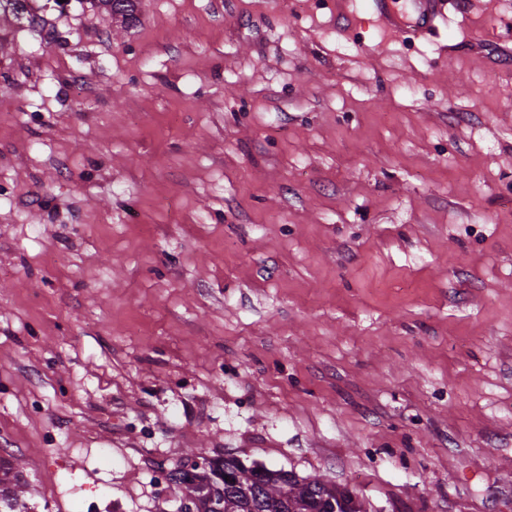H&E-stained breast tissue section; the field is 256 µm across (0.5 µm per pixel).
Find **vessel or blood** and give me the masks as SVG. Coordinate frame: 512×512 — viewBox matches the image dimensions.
Masks as SVG:
<instances>
[{
    "mask_svg": "<svg viewBox=\"0 0 512 512\" xmlns=\"http://www.w3.org/2000/svg\"><path fill=\"white\" fill-rule=\"evenodd\" d=\"M398 0H371L378 22L394 38L412 39L430 31L442 14L444 0H411V11L396 7Z\"/></svg>",
    "mask_w": 512,
    "mask_h": 512,
    "instance_id": "obj_1",
    "label": "vessel or blood"
}]
</instances>
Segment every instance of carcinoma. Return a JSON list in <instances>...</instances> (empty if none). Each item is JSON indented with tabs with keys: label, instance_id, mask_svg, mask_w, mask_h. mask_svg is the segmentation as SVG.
Wrapping results in <instances>:
<instances>
[{
	"label": "carcinoma",
	"instance_id": "cac0c4a2",
	"mask_svg": "<svg viewBox=\"0 0 512 512\" xmlns=\"http://www.w3.org/2000/svg\"><path fill=\"white\" fill-rule=\"evenodd\" d=\"M112 15L134 18L136 0H92ZM179 488L194 494L196 512H212V494L221 500L223 512H362L351 490L319 478H302L281 470L252 464L234 457L213 459L196 471L182 465L169 473Z\"/></svg>",
	"mask_w": 512,
	"mask_h": 512
}]
</instances>
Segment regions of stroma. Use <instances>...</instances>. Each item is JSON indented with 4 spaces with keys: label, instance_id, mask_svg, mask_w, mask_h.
<instances>
[{
    "label": "stroma",
    "instance_id": "1",
    "mask_svg": "<svg viewBox=\"0 0 512 512\" xmlns=\"http://www.w3.org/2000/svg\"><path fill=\"white\" fill-rule=\"evenodd\" d=\"M0 11V466L176 512L193 457L512 512V0ZM378 22L396 39H412L426 34L434 27L437 17H443V0H411L412 12L399 11L398 0H371Z\"/></svg>",
    "mask_w": 512,
    "mask_h": 512
}]
</instances>
